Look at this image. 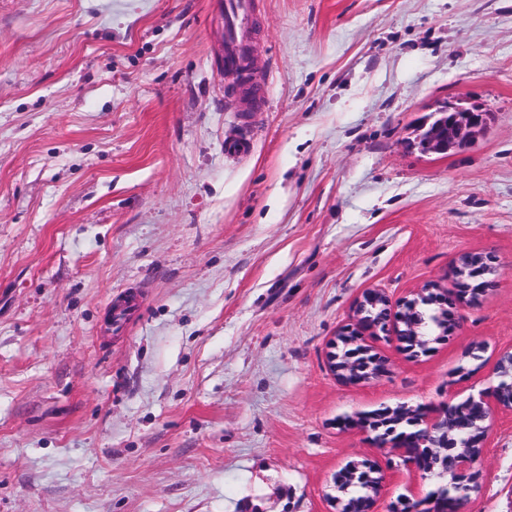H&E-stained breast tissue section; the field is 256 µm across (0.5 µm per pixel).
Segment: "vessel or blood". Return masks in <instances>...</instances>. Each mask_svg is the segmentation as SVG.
Returning <instances> with one entry per match:
<instances>
[{
  "mask_svg": "<svg viewBox=\"0 0 512 512\" xmlns=\"http://www.w3.org/2000/svg\"><path fill=\"white\" fill-rule=\"evenodd\" d=\"M255 13L254 0H221L223 39L218 62L223 73L239 77L249 91L255 88L250 70Z\"/></svg>",
  "mask_w": 512,
  "mask_h": 512,
  "instance_id": "obj_1",
  "label": "vessel or blood"
}]
</instances>
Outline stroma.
<instances>
[{
    "instance_id": "stroma-1",
    "label": "stroma",
    "mask_w": 512,
    "mask_h": 512,
    "mask_svg": "<svg viewBox=\"0 0 512 512\" xmlns=\"http://www.w3.org/2000/svg\"><path fill=\"white\" fill-rule=\"evenodd\" d=\"M259 95L218 0H0V512H377L429 479L340 417L464 401L512 352V0H257ZM489 113L421 152L445 102ZM237 141L241 150H227ZM502 270L460 325L339 380L364 292ZM469 512H512V415ZM336 491L338 492L336 497L345 504L344 512H348L346 508L353 506L354 503H357L370 493L368 485L359 480L354 482L347 481L341 487L336 488Z\"/></svg>"
}]
</instances>
